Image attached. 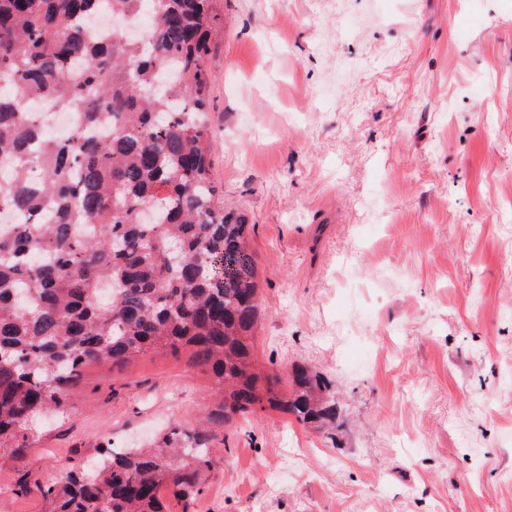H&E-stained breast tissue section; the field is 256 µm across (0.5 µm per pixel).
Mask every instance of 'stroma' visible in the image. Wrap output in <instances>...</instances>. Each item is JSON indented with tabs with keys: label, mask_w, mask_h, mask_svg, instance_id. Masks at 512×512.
I'll return each mask as SVG.
<instances>
[{
	"label": "stroma",
	"mask_w": 512,
	"mask_h": 512,
	"mask_svg": "<svg viewBox=\"0 0 512 512\" xmlns=\"http://www.w3.org/2000/svg\"><path fill=\"white\" fill-rule=\"evenodd\" d=\"M213 176L250 223L254 366L336 394L213 428L166 512H512V0H212ZM190 349L87 364L0 467V512H45L64 467L192 429Z\"/></svg>",
	"instance_id": "1"
}]
</instances>
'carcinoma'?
I'll return each instance as SVG.
<instances>
[{
	"label": "carcinoma",
	"mask_w": 512,
	"mask_h": 512,
	"mask_svg": "<svg viewBox=\"0 0 512 512\" xmlns=\"http://www.w3.org/2000/svg\"><path fill=\"white\" fill-rule=\"evenodd\" d=\"M137 39L100 36L103 9ZM210 0H0V457L27 453L28 422L65 410L81 368L158 350H193L227 425L266 403L329 424L336 405L301 364L288 395L253 370L256 260L244 216L213 181L207 66ZM42 99L76 114L44 136ZM157 209L150 224L140 220ZM210 430L152 448L104 451L94 472L66 468L47 512H164L159 491L202 492Z\"/></svg>",
	"instance_id": "1"
}]
</instances>
